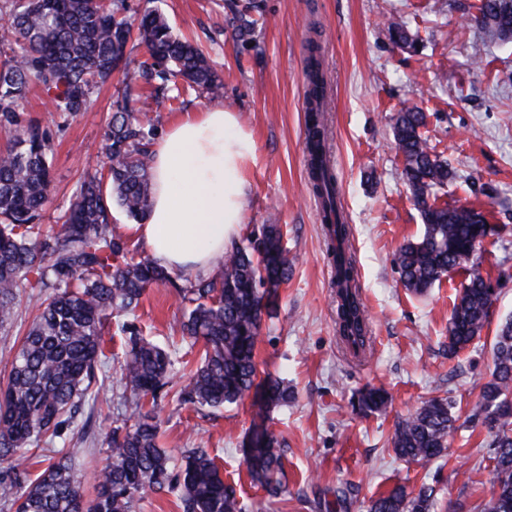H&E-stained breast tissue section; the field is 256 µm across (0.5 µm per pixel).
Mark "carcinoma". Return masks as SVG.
Instances as JSON below:
<instances>
[{
  "instance_id": "cac0c4a2",
  "label": "carcinoma",
  "mask_w": 512,
  "mask_h": 512,
  "mask_svg": "<svg viewBox=\"0 0 512 512\" xmlns=\"http://www.w3.org/2000/svg\"><path fill=\"white\" fill-rule=\"evenodd\" d=\"M487 11L470 15L487 39L502 41L512 32V0H484ZM128 0H11L3 27L6 49L0 58V328L17 317L25 288L38 289L36 314L0 388V457L53 442L72 421L91 384L99 380L108 356L102 336L112 317L128 315L152 286L173 283L169 271L149 257L128 256L126 242L112 226V203L128 216L146 218L153 194L152 120L139 106L143 86L154 90L156 111L172 97L170 86L183 81L214 95L223 83L203 52L173 35L164 15L147 10L132 25ZM147 58L131 63L127 46L132 30ZM391 42L417 50L418 38L403 22L387 24ZM310 47L307 66V150L313 190L320 203L335 268L336 324L341 341L354 355L365 353L371 336L355 262L343 243L350 227L339 209V189L330 172L321 105L326 79ZM121 75L122 91L112 101L104 135L103 158L86 173L59 230L44 229L41 214L49 201L51 138L38 123L23 118L30 83H39L52 111L67 120L87 109L99 86ZM426 113L406 106L395 117L394 142L403 157V176L420 213L424 231L401 246L396 265L400 283L422 294L448 272L467 269L499 225L480 210L439 201L453 172L434 153L422 129ZM290 265L277 224H265L248 244L235 242L224 253L216 277L197 276L177 287L183 307L184 338L204 341L205 349L182 399L218 410L250 392L266 409L293 398L285 382L270 374L258 378L254 348L262 315L275 305L277 289ZM512 278L504 269L485 276L470 270L448 322V357L480 337L490 321L498 289ZM493 370L472 404L467 422L481 427L492 448L493 481L483 512H512V317L500 323L492 343ZM174 359L166 349L136 331L129 336L120 366L124 391L134 397L131 425L106 436L109 455L95 496L84 498L73 463L82 458L85 437L61 452L35 478L27 471L0 476V499L15 512H131L148 490L181 488L183 512H242L220 467L201 448H190L178 472L159 444L160 424L143 401L157 403L169 384ZM387 393L367 385L352 401L369 415L385 408ZM455 402L435 396L399 418L391 436L394 453L408 463H427L442 455L457 430ZM247 472L270 496L287 482L277 437L260 424L243 448ZM435 486L403 484L371 500L369 512H435Z\"/></svg>"
}]
</instances>
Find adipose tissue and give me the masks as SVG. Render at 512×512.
Returning <instances> with one entry per match:
<instances>
[{"mask_svg": "<svg viewBox=\"0 0 512 512\" xmlns=\"http://www.w3.org/2000/svg\"><path fill=\"white\" fill-rule=\"evenodd\" d=\"M152 151L154 193L138 236L160 265L208 272L244 224L252 134L215 107L185 113Z\"/></svg>", "mask_w": 512, "mask_h": 512, "instance_id": "ef3b65f1", "label": "adipose tissue"}]
</instances>
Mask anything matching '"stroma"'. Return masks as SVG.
Here are the masks:
<instances>
[{
  "label": "stroma",
  "instance_id": "35a3bbf8",
  "mask_svg": "<svg viewBox=\"0 0 512 512\" xmlns=\"http://www.w3.org/2000/svg\"><path fill=\"white\" fill-rule=\"evenodd\" d=\"M129 2L136 10H159L174 34L206 52L224 82L217 96L180 86L172 111L157 117V135L186 112L213 107L237 112L256 144L255 160L245 170L249 190L240 235L248 237L276 220L291 261L275 310L263 319L255 361L260 375L284 379L294 397L265 414L250 396L221 410L182 402L179 393L200 348L177 330L181 311L175 288L155 287L142 296L130 323L175 351L178 360L155 408L161 446L176 463L186 449H205L244 512H327L342 482L358 487L348 512H367L371 500L395 484L416 489L425 482L436 488L437 512H472L488 499L492 480L484 430L460 425L443 457L424 467L398 459L390 438L399 417L435 395L450 397L456 414L468 415L493 368L496 328L512 315V281L501 288L480 338L449 357L448 320L466 274L450 272L423 295L398 282L394 255L421 236L423 225L402 177L392 125L403 102L426 112L424 132L454 172L448 202L481 209L490 223L504 227L477 251L475 268L484 273L499 264L512 268V43L486 41L481 29L468 23L478 0H255L256 25L244 38L235 30L244 0ZM392 19L417 33L418 51L391 44L385 24ZM312 39L321 46L329 78L330 160L352 228L348 248L372 332L371 350L361 360L338 339L333 273L307 174L304 93ZM477 54L483 58L478 69L472 65ZM118 88V81H109L85 112L65 122L47 111L40 87L30 90L24 113L53 137V189L44 223H57L85 172L100 159ZM475 182L492 183L494 196L473 195ZM125 340L117 329L105 337L109 382L98 398L85 399L76 423L63 429L52 450H37L26 462L31 472L42 471L51 451L76 441L81 422L90 421L93 443L75 467L88 499L107 462L103 439L130 414L131 397L119 372ZM367 384L389 393L385 411L369 416L353 411V397ZM262 420L284 446L288 480L275 497L251 482L243 464L242 448Z\"/></svg>",
  "mask_w": 512,
  "mask_h": 512
}]
</instances>
